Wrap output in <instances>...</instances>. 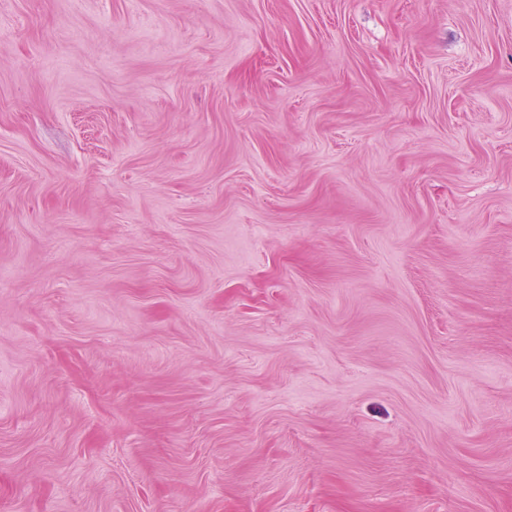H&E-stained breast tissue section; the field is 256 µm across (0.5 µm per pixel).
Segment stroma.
<instances>
[{
    "label": "stroma",
    "instance_id": "1",
    "mask_svg": "<svg viewBox=\"0 0 512 512\" xmlns=\"http://www.w3.org/2000/svg\"><path fill=\"white\" fill-rule=\"evenodd\" d=\"M0 512H512V0H0Z\"/></svg>",
    "mask_w": 512,
    "mask_h": 512
}]
</instances>
